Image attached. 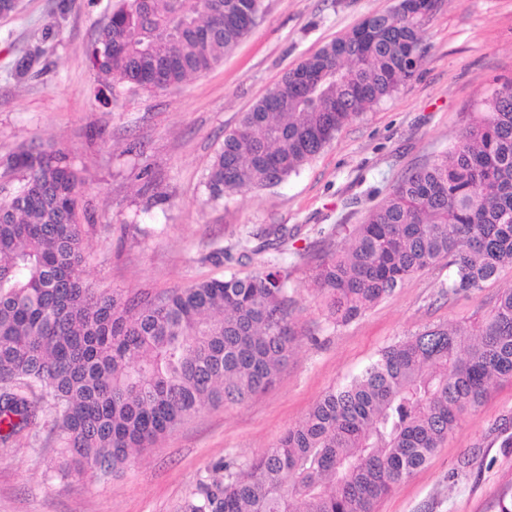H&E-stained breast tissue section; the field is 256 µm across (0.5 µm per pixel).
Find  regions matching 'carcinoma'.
Masks as SVG:
<instances>
[{
	"label": "carcinoma",
	"instance_id": "1",
	"mask_svg": "<svg viewBox=\"0 0 512 512\" xmlns=\"http://www.w3.org/2000/svg\"><path fill=\"white\" fill-rule=\"evenodd\" d=\"M263 0H116L89 62L106 88L180 86L224 60L257 25ZM426 18L367 16L296 67L224 135L209 200L280 185L350 120L411 80ZM447 152L415 167L346 229L314 270L329 315L347 323L441 261L442 293L482 287L512 266V78ZM18 186L0 199V445L53 416L60 479L107 474L207 405L269 388L296 345L288 266L154 297L98 293L84 281L86 175L54 145L11 155ZM237 237L211 258L261 252ZM512 380V288L473 328L427 327L329 388L304 419L247 464L226 459L186 512H373L437 452L490 384Z\"/></svg>",
	"mask_w": 512,
	"mask_h": 512
}]
</instances>
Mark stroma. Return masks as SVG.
<instances>
[{
  "mask_svg": "<svg viewBox=\"0 0 512 512\" xmlns=\"http://www.w3.org/2000/svg\"><path fill=\"white\" fill-rule=\"evenodd\" d=\"M394 4L264 0L262 20L223 64L174 89L113 94L101 92L88 60L111 0H21L0 18V189H13L2 162L23 144L62 147L85 169L91 288L134 298L246 274L260 256L214 263L210 253L241 231L284 224L298 331L270 389L199 410L111 475L56 478L60 449L48 423L0 447V512H184L213 464L251 461L380 350L426 327L478 321L512 286L506 267L481 288L446 297L449 269L440 263L342 324L328 317L313 280L321 259L344 247V226L361 223L401 174L446 152L494 78H512V0H439L411 80L279 186L207 199L209 164L242 114L286 70ZM22 60L29 68L21 74ZM510 436L512 380H502L377 512H498L499 498L512 496Z\"/></svg>",
  "mask_w": 512,
  "mask_h": 512,
  "instance_id": "stroma-1",
  "label": "stroma"
}]
</instances>
